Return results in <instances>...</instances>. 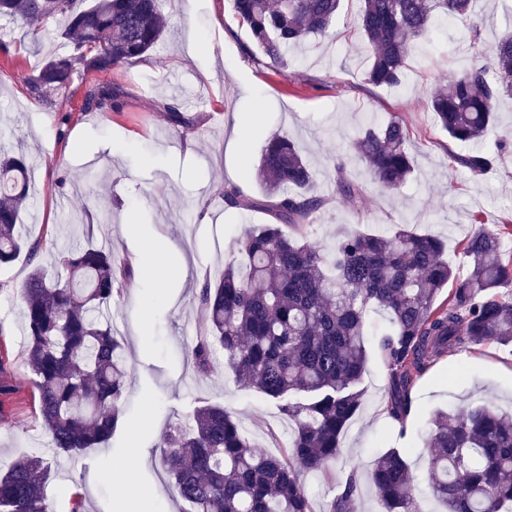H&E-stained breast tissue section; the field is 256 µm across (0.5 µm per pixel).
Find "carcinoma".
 <instances>
[{"label":"carcinoma","mask_w":512,"mask_h":512,"mask_svg":"<svg viewBox=\"0 0 512 512\" xmlns=\"http://www.w3.org/2000/svg\"><path fill=\"white\" fill-rule=\"evenodd\" d=\"M0 0V16L40 29L63 21L73 41L67 56L45 62L30 80L34 90L66 89L78 70L107 72L141 59L162 41L168 27L159 0ZM254 48L276 68L288 66V50L310 37L330 36L341 0H231ZM472 0H361L357 27L369 49L365 81L402 85L418 41L438 18L459 22L474 49L470 64L427 100L451 153L479 177L512 147L500 135L493 152L473 148L499 123L501 101L512 98V32L483 45L471 17ZM121 90L97 84L87 103L115 110ZM407 128L390 116L369 123L354 139V156L371 180L398 190L414 171ZM28 162L24 154L0 156V266L26 251L37 252L18 228L28 209ZM336 197L350 201L363 187L347 162L334 167ZM264 187L252 198L234 186L224 204L262 210L271 223L240 242L244 264H228L205 279L199 302L207 331L196 337L189 358L209 374L217 351L247 387L277 404L288 418L280 448H256L240 422L222 405L195 409L170 429L161 466L189 512H313L302 477L328 472L341 455V438L360 412V383L368 360L369 312L382 311L388 326L376 348L388 377L387 414L401 423L412 405L418 377L434 360L467 345L512 344V298L499 293L512 283V225L484 224L466 239L467 273L442 259L439 238L403 225L388 234L351 232L330 245L307 241L313 217L329 199L313 189V173L298 143L280 134L267 138L257 168ZM57 276L38 265L22 288L27 342L25 359L38 392L43 425L57 451L72 454L105 442L122 415L127 366L116 330L105 320L132 268L110 245L65 250ZM445 299H440L443 291ZM429 496L445 512H512V414L477 404L438 410L426 443ZM413 448H389L373 461L371 480L382 512H425L414 492ZM52 468L40 455L18 458L0 473V512H55L47 494ZM359 473L349 470L323 512H359Z\"/></svg>","instance_id":"obj_1"}]
</instances>
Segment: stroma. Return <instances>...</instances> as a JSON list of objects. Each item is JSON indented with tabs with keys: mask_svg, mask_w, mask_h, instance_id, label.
Returning a JSON list of instances; mask_svg holds the SVG:
<instances>
[{
	"mask_svg": "<svg viewBox=\"0 0 512 512\" xmlns=\"http://www.w3.org/2000/svg\"><path fill=\"white\" fill-rule=\"evenodd\" d=\"M161 8L169 26L143 59L104 73L78 72L67 89H47L37 97L28 90L29 80L72 45L58 36L55 23L36 32L0 17V150L30 158L31 196L20 233L40 244L35 259L22 255L0 269V360L16 386L14 395L0 401V472L34 451L50 458L54 476L48 489L58 512H69L75 493L87 512H107L127 492L111 476L127 467L133 481L153 493L142 512H181L160 465L159 443L200 403L224 405L267 451L275 449L270 432L288 433V420L275 404L239 384L232 372L199 375L188 358L205 322L198 281L220 276L237 259L239 240L269 221L260 210L224 207L228 186L262 197L255 170L267 135L279 133L303 146L316 188L331 200L311 226L310 241L327 245L351 231L384 234L405 224L440 238L449 263L462 273V242L476 222H512V156L482 177H470L451 160L448 136L426 107L431 92L471 57L461 24L437 20L418 45L405 83L386 88L363 78L368 52L353 25L359 0H345L333 39H310L285 69L273 68L261 54H247L250 34L234 18L229 0H163ZM473 9L482 20L484 43L512 24V0H474ZM95 83L120 87L119 110H85V93ZM191 96L197 106H188ZM169 104L185 109L190 126L168 123ZM392 114L409 129L414 160L410 181L396 192L373 184L350 156L366 122ZM248 120L261 125L263 136L235 143V129ZM340 158L365 188L352 202L335 196L333 168ZM127 224L136 225V234L124 232ZM90 241L112 244L129 262L148 241L160 253L155 276L134 273L108 314L129 368L116 430L98 447L58 454L23 355L21 292L33 265L54 271L61 250ZM182 258L188 272L180 283L173 271ZM144 318L150 330L143 345L138 331ZM362 386V409L342 437V458L332 470L340 476L356 466L361 512H380L370 480L376 453L423 446L438 409L482 401L512 409V347L468 346L438 359L417 380L401 424L385 410L386 370L378 354H371ZM136 447L146 456L134 464Z\"/></svg>",
	"mask_w": 512,
	"mask_h": 512,
	"instance_id": "stroma-1",
	"label": "stroma"
}]
</instances>
